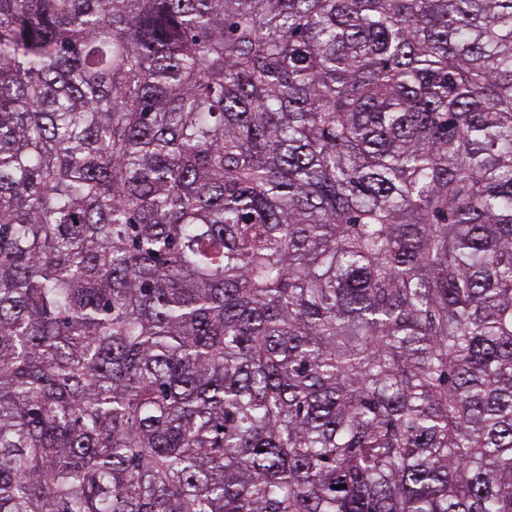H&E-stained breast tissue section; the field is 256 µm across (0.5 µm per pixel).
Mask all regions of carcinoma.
Segmentation results:
<instances>
[{
  "label": "carcinoma",
  "mask_w": 512,
  "mask_h": 512,
  "mask_svg": "<svg viewBox=\"0 0 512 512\" xmlns=\"http://www.w3.org/2000/svg\"><path fill=\"white\" fill-rule=\"evenodd\" d=\"M0 512H512V0H0Z\"/></svg>",
  "instance_id": "carcinoma-1"
}]
</instances>
